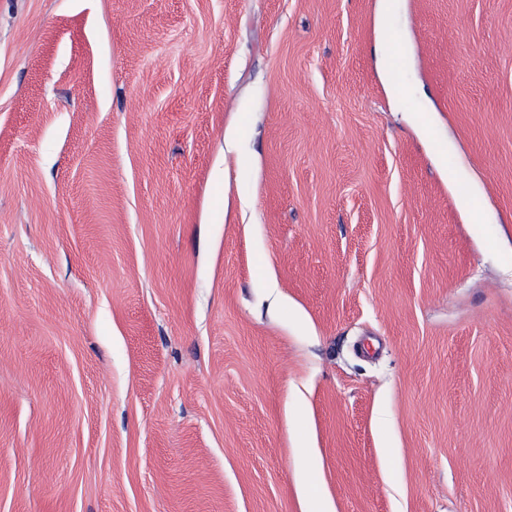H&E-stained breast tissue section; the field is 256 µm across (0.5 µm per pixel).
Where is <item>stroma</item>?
Returning a JSON list of instances; mask_svg holds the SVG:
<instances>
[{
  "mask_svg": "<svg viewBox=\"0 0 512 512\" xmlns=\"http://www.w3.org/2000/svg\"><path fill=\"white\" fill-rule=\"evenodd\" d=\"M380 2L0 0V512H512V0Z\"/></svg>",
  "mask_w": 512,
  "mask_h": 512,
  "instance_id": "stroma-1",
  "label": "stroma"
}]
</instances>
